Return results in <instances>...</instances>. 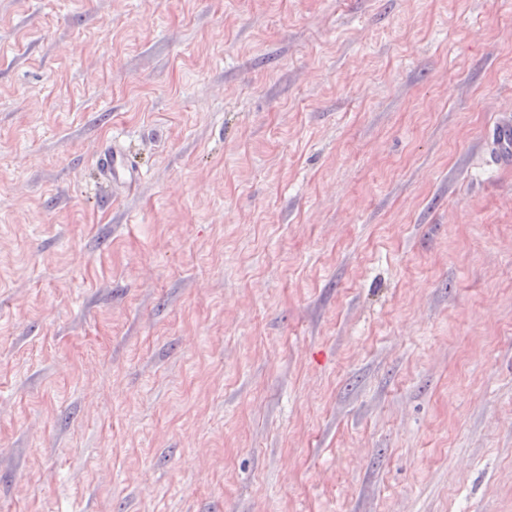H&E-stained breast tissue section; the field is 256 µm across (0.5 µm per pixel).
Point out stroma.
Returning <instances> with one entry per match:
<instances>
[{"label": "stroma", "mask_w": 512, "mask_h": 512, "mask_svg": "<svg viewBox=\"0 0 512 512\" xmlns=\"http://www.w3.org/2000/svg\"><path fill=\"white\" fill-rule=\"evenodd\" d=\"M505 113L512 0H0V512H512ZM492 144L494 156L501 166L512 165V119H501L492 129ZM98 164L105 178L119 179L135 185L139 177V169L135 166L125 150L113 147L99 156Z\"/></svg>", "instance_id": "1"}]
</instances>
